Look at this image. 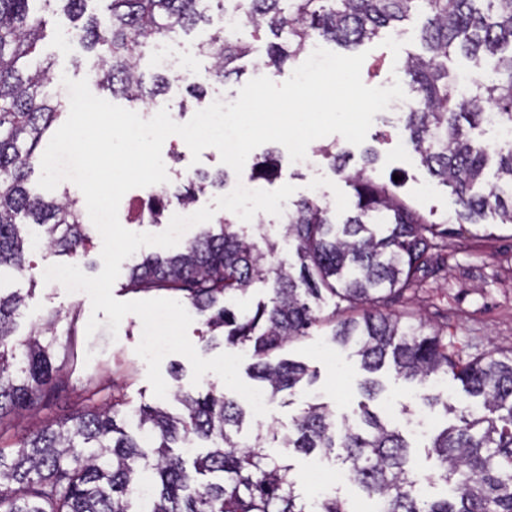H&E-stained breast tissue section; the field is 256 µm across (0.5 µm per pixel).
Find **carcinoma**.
Here are the masks:
<instances>
[{
	"label": "carcinoma",
	"instance_id": "1",
	"mask_svg": "<svg viewBox=\"0 0 512 512\" xmlns=\"http://www.w3.org/2000/svg\"><path fill=\"white\" fill-rule=\"evenodd\" d=\"M47 2L0 0V271L9 267L21 277L33 270L26 255L29 225L44 228L49 250L76 261L86 258L91 246L78 200L65 191L45 197L30 185L41 167L38 145L70 109L69 100L53 92L52 63L36 59L45 29L36 4ZM55 2L76 21L66 40L98 58L99 86L132 105L164 97L171 84V76L161 72L151 86L144 82L140 62L153 46L210 20L214 10L244 14L252 38L267 39L265 66L276 73L314 40L356 48L420 12L422 51L403 61L417 101L405 121L414 157L451 188L457 223L479 224L493 210L500 223L512 224V147L495 155L471 136L488 106L512 126V0H106L103 12L88 17L89 0ZM253 50L238 33L214 30L197 47L206 64L178 103L179 114L202 104L212 85L238 75V61ZM458 51L497 57L467 92L448 72V59ZM317 152L353 188L356 211L338 223L326 203L313 198L295 203L281 238L294 248L299 266L277 259L278 241L265 238L258 244L228 212L217 220L218 231L207 229L173 254L135 263L129 289L180 295L209 333L248 348L253 377L267 384L272 397L315 380L306 365L278 355L318 326L329 329L330 342L356 349L370 374L361 383L370 401L384 391L372 374L388 359L405 381L422 386L451 373L481 403L475 413L424 396L429 406L440 404L457 420L431 445L438 478L455 486L451 501L418 493L408 468L411 445L363 402L357 426L327 405L313 404L294 419L292 429L272 438L297 452L334 456L377 498L379 512H512V351L456 360L448 354L443 330L414 313L392 312L439 271L433 261L454 248L448 232L432 215L413 209L396 183L380 184L366 174V165L377 159L373 150L364 151L365 166L352 172L346 152L330 144ZM494 159L496 181L476 188ZM226 182L219 170L198 172L173 192L161 186L149 196L145 215L134 221L160 224L172 200L192 203L201 193L224 189ZM378 214L387 217L382 237L370 229ZM269 281L271 297L253 312L238 315L227 306L254 283ZM327 296L334 300L328 313L322 308ZM23 302L20 293L6 294L0 287V428L12 414L49 408L65 391L64 365L55 352L60 313L44 315L41 327L22 339L16 318ZM47 335L50 339L40 340ZM97 394L90 392L83 411L45 421L16 451L0 449V512H348L335 496L319 497L310 510L294 489L291 466L267 453L266 437L259 433L239 441L249 413L225 392L193 396L177 389L182 412L139 409L138 437L121 425L122 399L99 403ZM194 439L207 440L212 448L189 466L173 449Z\"/></svg>",
	"mask_w": 512,
	"mask_h": 512
}]
</instances>
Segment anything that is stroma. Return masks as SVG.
<instances>
[{"mask_svg": "<svg viewBox=\"0 0 512 512\" xmlns=\"http://www.w3.org/2000/svg\"><path fill=\"white\" fill-rule=\"evenodd\" d=\"M45 37L38 45L40 58L51 60L56 74L71 79H87L89 87H96L98 62L78 43H63L62 35L70 26L58 4H50L44 11ZM403 126L394 124L391 117L376 114L365 144L379 154L378 162L369 168V175L379 181L400 176V193L417 209L442 219L453 216L455 197L450 188L438 183L427 170L415 161L399 155L397 139L404 137ZM282 156L279 175L270 180L255 177L251 167H244L242 180L252 182L254 188L274 190L283 184L295 188L294 199L308 196L312 186H320L336 201L337 217L355 210L354 191L344 179L335 176L322 157H315L308 166L299 165L285 156V148L267 143L252 155L264 159L267 154ZM162 158L167 171H179L189 176L198 171L214 172L222 169L216 149H205L200 161H193L186 143L177 137H168L162 147ZM450 230L456 248L449 252L445 270L425 279L421 288L408 301V309L417 311L431 323H447L448 340L454 353L468 358L475 351H507L512 349V227L487 217L481 224H454ZM6 288L20 290L25 304L18 318V333L26 335L39 324L42 316L57 311L61 319L57 325L59 342L68 346L65 363L66 390L56 405L36 414H17L11 419L8 432L0 437V447L13 452L21 440L28 437L49 418H62L82 410L87 403L88 388L95 387L103 395L120 396L128 410L143 405H163L171 413H179L180 406L172 398H157L147 380V365L135 348L140 341L138 316L124 317L117 333H110L105 312H93L88 296H76L65 288L43 281L12 277L4 282ZM97 317L101 326L94 334H87L90 317ZM328 330L317 327L309 336L287 345L281 358L305 364L315 371L312 384L297 387L292 393H281L269 403L266 417H250L244 434H253L257 426H291L294 417L309 405L324 403L339 413L353 414L362 395L359 383L365 372L358 356L342 350L327 341ZM161 374L168 387H181L194 395L208 391H224L222 380L213 373L205 374L200 382L192 380V366L180 354L167 355L161 363ZM376 377L385 387L383 399L373 403V410L395 425H404L415 416H429L432 427L444 424V418L429 412L417 397L413 384L398 377L392 365H384ZM428 436L412 439L411 466L424 490L433 498L448 496L447 485L437 481L435 457L429 456ZM271 454L284 459L291 467V477L299 493L309 495L324 492L338 496L348 512H372L373 502L349 480H337L339 468L335 459L316 454L304 455L290 448L273 445Z\"/></svg>", "mask_w": 512, "mask_h": 512, "instance_id": "stroma-1", "label": "stroma"}]
</instances>
